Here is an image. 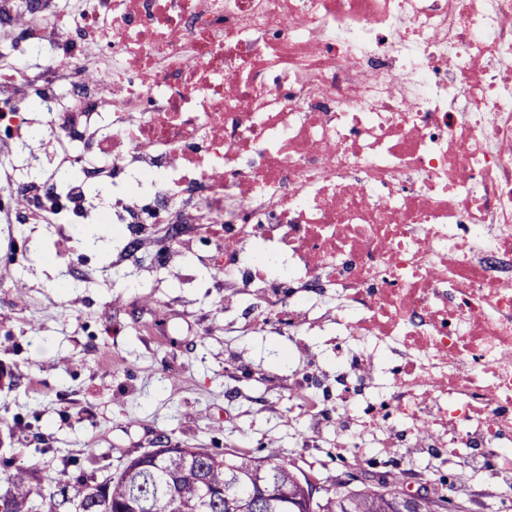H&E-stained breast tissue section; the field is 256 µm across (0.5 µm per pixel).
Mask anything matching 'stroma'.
<instances>
[{
    "mask_svg": "<svg viewBox=\"0 0 512 512\" xmlns=\"http://www.w3.org/2000/svg\"><path fill=\"white\" fill-rule=\"evenodd\" d=\"M63 231L26 225L25 255L0 280L1 490L62 471L99 481L165 438L220 455L276 454L324 487L402 472L416 488L462 473L457 495L474 512H512V492L467 456L402 448L344 458L333 438H301V421L288 416L297 380L288 352L318 350L333 362L325 337L250 332L252 303L225 309L223 289L201 268L191 285L160 273L122 287L136 257L109 242L83 254L81 281L61 287L51 258ZM160 316L170 335H157Z\"/></svg>",
    "mask_w": 512,
    "mask_h": 512,
    "instance_id": "stroma-1",
    "label": "stroma"
}]
</instances>
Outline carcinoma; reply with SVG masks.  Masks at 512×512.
I'll return each instance as SVG.
<instances>
[{
    "label": "carcinoma",
    "instance_id": "carcinoma-1",
    "mask_svg": "<svg viewBox=\"0 0 512 512\" xmlns=\"http://www.w3.org/2000/svg\"><path fill=\"white\" fill-rule=\"evenodd\" d=\"M458 475L444 488L430 491L421 512H467L448 496ZM313 482L279 456L256 457L236 450L228 457L205 448H158L128 460L115 475L94 485L63 475L48 483L18 482L0 494V505L17 512H60L69 506L83 512H391L407 494L405 475L370 479L354 488L338 483L310 502Z\"/></svg>",
    "mask_w": 512,
    "mask_h": 512
}]
</instances>
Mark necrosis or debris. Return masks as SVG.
<instances>
[{
  "label": "necrosis or debris",
  "mask_w": 512,
  "mask_h": 512,
  "mask_svg": "<svg viewBox=\"0 0 512 512\" xmlns=\"http://www.w3.org/2000/svg\"><path fill=\"white\" fill-rule=\"evenodd\" d=\"M0 0V100L62 154L72 218L137 238L144 200L236 217L170 243L282 331L341 327L336 420L374 447L464 448L512 473V0ZM94 83H86V73ZM111 181L93 203L91 182Z\"/></svg>",
  "instance_id": "necrosis-or-debris-1"
}]
</instances>
